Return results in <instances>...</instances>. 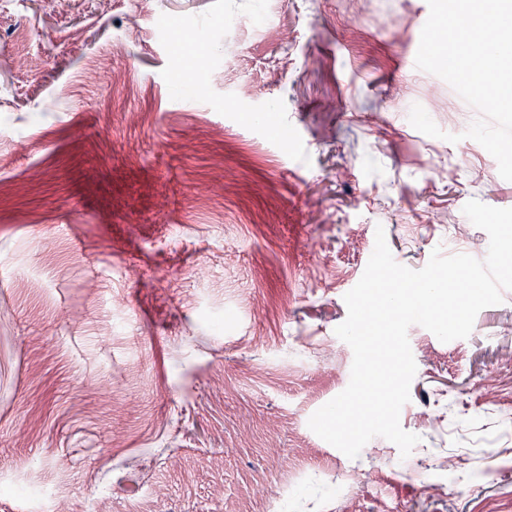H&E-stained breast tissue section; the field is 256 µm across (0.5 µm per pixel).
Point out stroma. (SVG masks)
I'll return each mask as SVG.
<instances>
[{
  "label": "stroma",
  "instance_id": "stroma-1",
  "mask_svg": "<svg viewBox=\"0 0 512 512\" xmlns=\"http://www.w3.org/2000/svg\"><path fill=\"white\" fill-rule=\"evenodd\" d=\"M428 16L0 0V512H512V290L467 338L410 327L409 456L376 437L351 459L308 426L349 383L335 329L376 230L418 270L482 256L469 200L512 207L464 135L478 111L403 66ZM415 104L459 142L413 128ZM452 455L469 495L400 477L447 479Z\"/></svg>",
  "mask_w": 512,
  "mask_h": 512
}]
</instances>
